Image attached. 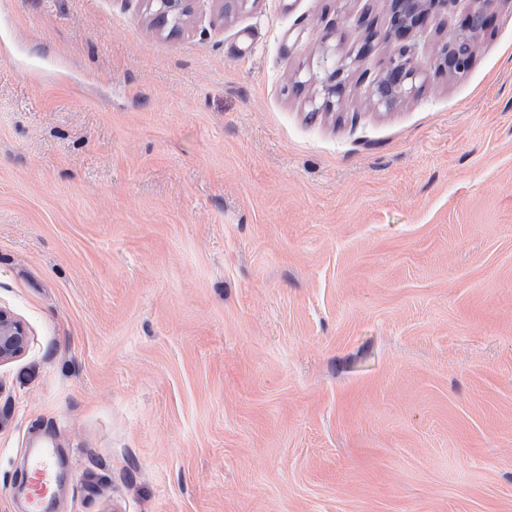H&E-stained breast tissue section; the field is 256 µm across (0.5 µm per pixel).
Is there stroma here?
<instances>
[{
    "mask_svg": "<svg viewBox=\"0 0 512 512\" xmlns=\"http://www.w3.org/2000/svg\"><path fill=\"white\" fill-rule=\"evenodd\" d=\"M189 7L0 0V512H512V0L387 106L392 0ZM153 2L157 6L154 23L159 28L166 27L170 18H181L187 10V0H154ZM27 344L24 325L10 311L0 307V366L21 356ZM57 448H36L28 462V512H48L55 493Z\"/></svg>",
    "mask_w": 512,
    "mask_h": 512,
    "instance_id": "stroma-1",
    "label": "stroma"
}]
</instances>
